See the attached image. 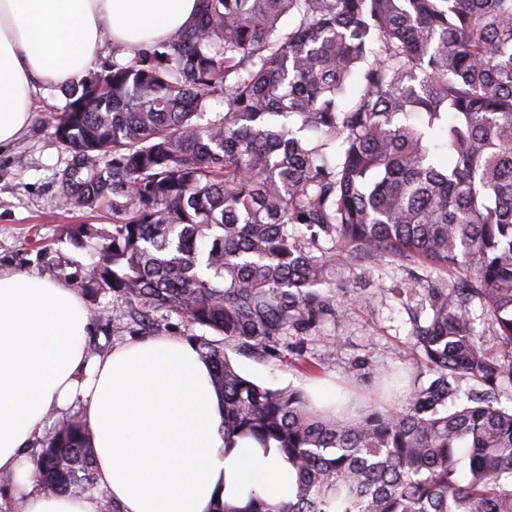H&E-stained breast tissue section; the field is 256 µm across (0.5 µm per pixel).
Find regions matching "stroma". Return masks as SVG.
Segmentation results:
<instances>
[{
  "label": "stroma",
  "instance_id": "35a3bbf8",
  "mask_svg": "<svg viewBox=\"0 0 512 512\" xmlns=\"http://www.w3.org/2000/svg\"><path fill=\"white\" fill-rule=\"evenodd\" d=\"M66 104L60 86L43 88L26 132L0 152V270L35 273L77 291L93 322L90 346L99 354L130 339L199 334V327L165 309L153 310L151 328L143 330L124 296L99 294L88 286L96 255L91 248L74 245L70 232L79 224L110 227L112 215L67 205L60 198L58 176L71 154L49 120ZM336 276L351 293L369 301L353 307L348 318L327 322L319 333L300 340L288 337V344H302L303 356L318 363V373L309 375L277 358L249 355L229 344L226 355L242 374L272 388L308 392L319 386L339 405L348 402L350 392L378 390L390 408H404L414 353L411 318L423 304L422 284L411 278L409 269L391 264L341 266Z\"/></svg>",
  "mask_w": 512,
  "mask_h": 512
}]
</instances>
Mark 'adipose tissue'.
Here are the masks:
<instances>
[{
    "label": "adipose tissue",
    "mask_w": 512,
    "mask_h": 512,
    "mask_svg": "<svg viewBox=\"0 0 512 512\" xmlns=\"http://www.w3.org/2000/svg\"><path fill=\"white\" fill-rule=\"evenodd\" d=\"M196 0H0V151L23 134L42 87L81 78L105 43L128 50L171 38ZM79 295L0 272V478L24 512H101L96 497L53 495L31 441L50 411L82 402L95 474L120 512H210L215 500L269 502L294 488L276 449L224 447L222 398L208 364L175 337L130 340L103 355Z\"/></svg>",
    "instance_id": "1"
}]
</instances>
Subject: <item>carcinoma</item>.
<instances>
[{
	"label": "carcinoma",
	"instance_id": "obj_1",
	"mask_svg": "<svg viewBox=\"0 0 512 512\" xmlns=\"http://www.w3.org/2000/svg\"><path fill=\"white\" fill-rule=\"evenodd\" d=\"M63 92L62 201L112 211L94 285L224 337H190L224 440L294 470L288 498L215 512H512V0H200L192 25L131 58L112 45ZM365 262L471 272L427 280L412 336L435 379L404 410L326 414L238 372L224 343L288 358L283 337L347 317L336 267ZM464 379L484 389L447 408ZM38 467L51 493L97 491L87 421L58 423ZM471 308L474 316H476L477 331L483 335L484 347L492 353L499 354L502 349L501 339L497 334L495 325H492L485 312L482 311L478 301H475Z\"/></svg>",
	"mask_w": 512,
	"mask_h": 512
}]
</instances>
